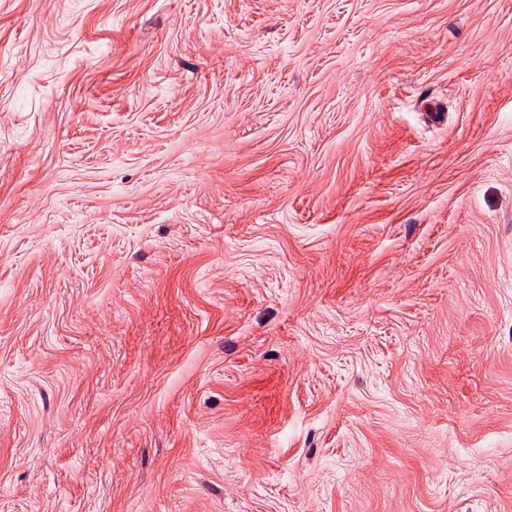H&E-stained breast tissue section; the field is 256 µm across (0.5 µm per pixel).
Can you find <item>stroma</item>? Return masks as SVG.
Instances as JSON below:
<instances>
[{
    "mask_svg": "<svg viewBox=\"0 0 512 512\" xmlns=\"http://www.w3.org/2000/svg\"><path fill=\"white\" fill-rule=\"evenodd\" d=\"M0 512H512V0H0Z\"/></svg>",
    "mask_w": 512,
    "mask_h": 512,
    "instance_id": "1",
    "label": "stroma"
}]
</instances>
